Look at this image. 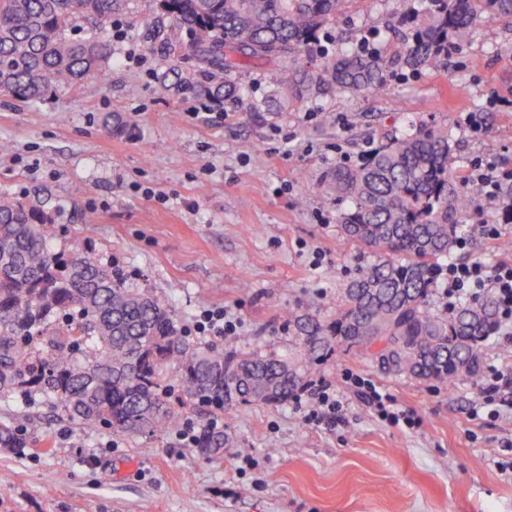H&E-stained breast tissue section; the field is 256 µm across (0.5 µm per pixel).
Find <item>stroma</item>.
Wrapping results in <instances>:
<instances>
[{
	"label": "stroma",
	"mask_w": 512,
	"mask_h": 512,
	"mask_svg": "<svg viewBox=\"0 0 512 512\" xmlns=\"http://www.w3.org/2000/svg\"><path fill=\"white\" fill-rule=\"evenodd\" d=\"M396 0H351L320 34L330 52L356 47L372 13L399 23ZM504 23L477 27L448 64L389 69L383 87L355 97L333 91L264 110L273 97L261 66L244 64V103L223 123L188 116L189 100L159 57L112 58V76L47 93L35 105L0 96V193L47 214L62 250L91 249L171 308L179 326L223 305L239 317L234 348L287 353V313L329 321L369 253L341 234L345 202L322 176L411 124L447 126L461 164L479 155L512 164V57L495 47ZM465 85L466 95L455 92ZM477 114L483 129L471 131ZM135 119L126 133L109 120ZM292 134L281 145L272 126ZM167 195L145 201L134 184ZM196 202L188 211L186 202ZM326 255L308 264L309 248ZM351 370L388 389L420 425L402 432L342 389L339 421H305L290 405L239 404L223 453L205 456L160 439L83 428L44 405L0 401L27 447L0 450V512H512V459L502 443L512 418L471 419L478 381L455 388L379 372L335 347L311 370L340 386ZM254 458L239 468L238 454Z\"/></svg>",
	"instance_id": "stroma-1"
}]
</instances>
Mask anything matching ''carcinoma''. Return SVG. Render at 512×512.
I'll list each match as a JSON object with an SVG mask.
<instances>
[{
    "label": "carcinoma",
    "mask_w": 512,
    "mask_h": 512,
    "mask_svg": "<svg viewBox=\"0 0 512 512\" xmlns=\"http://www.w3.org/2000/svg\"><path fill=\"white\" fill-rule=\"evenodd\" d=\"M351 0H153L141 36L169 66L185 68L184 94L240 102L243 61L267 66L266 82L290 104L328 89L373 93L388 68H437L482 22L512 19V0H398L412 27L398 58L346 50L303 68L319 33ZM128 0H0V94L35 102L109 73V26ZM459 157L446 126H416L379 145L356 167L329 172L321 187L347 202L346 239L373 262L348 284L336 318L288 313L296 332L288 355L242 352L182 334L172 310L147 288H133L89 251L51 244L50 219L0 194V399L26 400L88 429L163 437L175 405L230 414L240 402L280 406L336 343L384 374L454 386L477 379L484 348L500 327L490 296L435 311L429 298L443 262L454 256L472 206L512 223V181L479 203L455 180ZM392 345L387 368L369 339ZM213 454L224 434L198 438ZM0 447L24 448L22 428L0 422Z\"/></svg>",
    "instance_id": "obj_1"
}]
</instances>
